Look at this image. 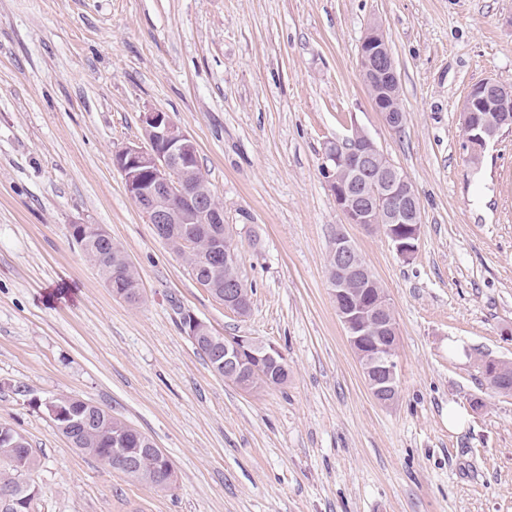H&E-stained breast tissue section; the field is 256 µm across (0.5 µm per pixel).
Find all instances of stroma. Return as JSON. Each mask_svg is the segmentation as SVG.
I'll use <instances>...</instances> for the list:
<instances>
[{
	"instance_id": "35a3bbf8",
	"label": "stroma",
	"mask_w": 512,
	"mask_h": 512,
	"mask_svg": "<svg viewBox=\"0 0 512 512\" xmlns=\"http://www.w3.org/2000/svg\"><path fill=\"white\" fill-rule=\"evenodd\" d=\"M380 23L406 121L386 127L359 51ZM512 84V0H0V424L37 464L33 512H512V131L467 158L471 87ZM166 112L198 160L252 287L246 315L192 280L127 196L115 150ZM364 128L420 201L415 254L346 223L327 141ZM99 224L132 261L139 304L113 297L72 243ZM344 229L385 288L399 395L371 397L327 273ZM276 344L288 381L247 393L185 335ZM112 411L168 456L157 491L72 448L44 403ZM467 414L448 428L449 404Z\"/></svg>"
}]
</instances>
